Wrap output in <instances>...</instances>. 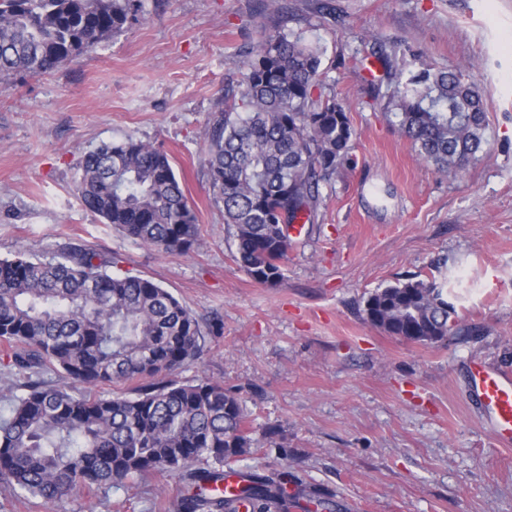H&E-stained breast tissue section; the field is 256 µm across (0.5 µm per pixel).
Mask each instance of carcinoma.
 I'll return each mask as SVG.
<instances>
[{"mask_svg":"<svg viewBox=\"0 0 512 512\" xmlns=\"http://www.w3.org/2000/svg\"><path fill=\"white\" fill-rule=\"evenodd\" d=\"M137 0H0V77L39 76L76 62L124 30ZM323 50L294 31L265 34L241 61L236 94L207 133L204 161L234 260L275 287L292 246L288 225L312 220L320 183L352 162L353 128L326 82ZM396 126L418 156L458 175L486 143L476 85L462 71L424 67L387 92ZM80 205L133 242L187 254L200 240L168 154L128 138L86 153L71 186ZM391 336L434 344L460 331L436 278L409 277L365 300ZM197 319L148 278L112 273L68 242L50 258L0 259V341L22 393L0 418V485L60 512L79 487L108 492L159 472L178 474V512H288L301 491L283 478L242 475L224 490V462L251 448L238 398L176 372L200 353ZM61 373L62 385L41 377ZM130 384L132 388L122 389Z\"/></svg>","mask_w":512,"mask_h":512,"instance_id":"cac0c4a2","label":"carcinoma"}]
</instances>
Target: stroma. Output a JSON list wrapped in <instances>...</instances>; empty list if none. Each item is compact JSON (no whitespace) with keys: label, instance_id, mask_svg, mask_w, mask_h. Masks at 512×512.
<instances>
[{"label":"stroma","instance_id":"1","mask_svg":"<svg viewBox=\"0 0 512 512\" xmlns=\"http://www.w3.org/2000/svg\"><path fill=\"white\" fill-rule=\"evenodd\" d=\"M281 29L325 46L355 164L323 186L270 288L234 260L204 150L243 50ZM374 43L401 47L393 74L462 69L479 86L487 143L459 175L390 125L360 67ZM128 137L171 156L201 227L195 250L138 245L70 195L83 156ZM69 241L196 317L201 356L179 375L239 399L254 445L232 469L294 475L331 493L336 512H512V447L469 385L476 361L512 373V0H140L123 33L78 61L0 81V259L48 258ZM437 268L469 335L422 345L366 321L374 290ZM181 495L176 475L150 474L79 490L70 508L156 512Z\"/></svg>","mask_w":512,"mask_h":512}]
</instances>
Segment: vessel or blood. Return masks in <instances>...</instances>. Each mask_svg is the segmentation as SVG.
<instances>
[{
    "instance_id": "vessel-or-blood-1",
    "label": "vessel or blood",
    "mask_w": 512,
    "mask_h": 512,
    "mask_svg": "<svg viewBox=\"0 0 512 512\" xmlns=\"http://www.w3.org/2000/svg\"><path fill=\"white\" fill-rule=\"evenodd\" d=\"M469 383L483 408L494 438L503 446L512 445V376L475 363Z\"/></svg>"
}]
</instances>
